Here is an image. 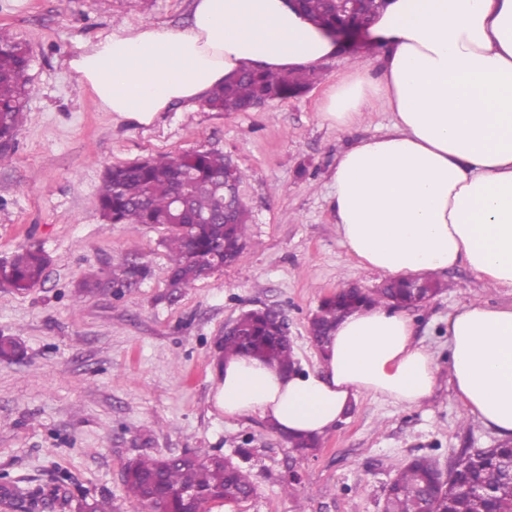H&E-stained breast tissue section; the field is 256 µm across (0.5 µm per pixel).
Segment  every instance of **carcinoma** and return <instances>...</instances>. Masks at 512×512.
<instances>
[{"label": "carcinoma", "mask_w": 512, "mask_h": 512, "mask_svg": "<svg viewBox=\"0 0 512 512\" xmlns=\"http://www.w3.org/2000/svg\"><path fill=\"white\" fill-rule=\"evenodd\" d=\"M302 10L314 22L330 27L340 5L336 0H303ZM29 62L26 48L0 30V142H4L0 163L9 159L24 122ZM310 79L306 71L274 75L244 68L215 87L204 104L213 112L245 111L272 92L286 98L288 86L302 88ZM243 180L242 171L216 151L149 157L106 170L99 211L108 224H150L169 232L165 239L172 253L169 287L176 293L242 257L249 210L243 197L228 198L224 183ZM49 264L41 247L22 246L0 260V285L27 291L44 282ZM151 275L148 263L126 255L112 263L105 276L85 279L81 288H137ZM441 291L436 280L415 288L407 278L389 279L372 293L345 288L322 300L309 320V333L320 346L339 318L366 303L395 301L414 308ZM279 317L278 310L267 306L243 311L236 319L235 334L221 342L224 356L252 354L286 369L293 367V345L283 334ZM21 355L15 339L0 337V361L14 362ZM124 487L128 496L156 512H213V505L247 498L253 492L249 474L240 466L202 451L138 458L126 469ZM187 489L197 490L201 497L186 503L180 493ZM48 501L66 507L72 497L60 484L37 488L0 484V512H38ZM78 512H112V499H83ZM383 512H512V445L461 450L451 461L446 479L424 457L409 461L399 467Z\"/></svg>", "instance_id": "obj_1"}]
</instances>
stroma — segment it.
<instances>
[{"label":"stroma","mask_w":512,"mask_h":512,"mask_svg":"<svg viewBox=\"0 0 512 512\" xmlns=\"http://www.w3.org/2000/svg\"><path fill=\"white\" fill-rule=\"evenodd\" d=\"M190 21V0H0V28L29 51L31 87L11 158L0 164V259L31 243L50 257L41 285L0 288V334L25 352L21 362H0V479L36 487L62 476L71 495L146 512L125 492L126 464L202 449L239 463L254 485L249 498L214 512H381L410 459L444 471L461 449L497 445L466 420L448 380L447 320L473 298L511 305L512 291L485 286L463 266L440 274L447 290L408 311L416 341L438 358L431 398L409 408L359 396L315 452L292 448L259 416L224 417L213 396L226 323L260 304L280 309L297 367L312 370L321 355L308 322L321 300L384 282L350 258L336 232L331 169L339 151L382 132L391 115L373 113L349 131L320 121L323 91L344 71L336 58L302 95L245 112L176 107L142 126L102 111L67 64L83 42L124 24ZM197 150L224 153L244 173L250 227L237 264L172 301L166 230L104 223L98 194L109 167ZM128 252L149 263L148 280L75 304L84 278Z\"/></svg>","instance_id":"1"}]
</instances>
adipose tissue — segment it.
I'll return each instance as SVG.
<instances>
[{
    "label": "adipose tissue",
    "mask_w": 512,
    "mask_h": 512,
    "mask_svg": "<svg viewBox=\"0 0 512 512\" xmlns=\"http://www.w3.org/2000/svg\"><path fill=\"white\" fill-rule=\"evenodd\" d=\"M190 8L185 28L122 25L69 58L103 111L147 126L173 105L203 101L239 68L313 70L341 51L288 0ZM370 33L385 49L381 64L349 56L320 106L322 122L342 131L379 109L392 116L381 135L336 158L331 207L342 242L384 275L464 265L512 288V0H387ZM448 355L466 415L512 441V306L455 308ZM438 372L409 317L372 305L337 322L315 369L225 358L215 404L228 417L259 415L291 439L321 436L364 393L421 405Z\"/></svg>",
    "instance_id": "1"
}]
</instances>
